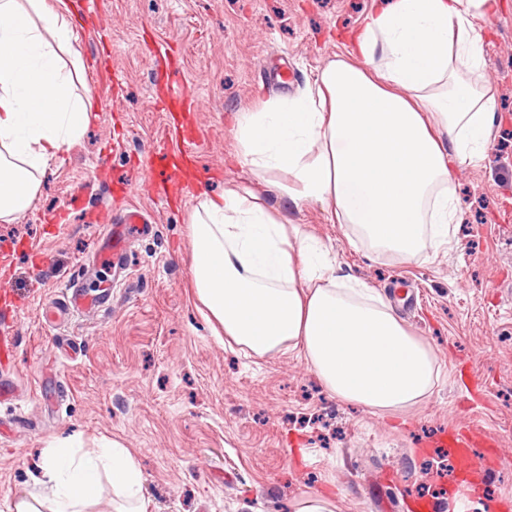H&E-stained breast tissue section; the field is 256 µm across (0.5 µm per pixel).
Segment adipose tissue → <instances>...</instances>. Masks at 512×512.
Segmentation results:
<instances>
[{"instance_id": "adipose-tissue-1", "label": "adipose tissue", "mask_w": 512, "mask_h": 512, "mask_svg": "<svg viewBox=\"0 0 512 512\" xmlns=\"http://www.w3.org/2000/svg\"><path fill=\"white\" fill-rule=\"evenodd\" d=\"M497 0H386L300 97L240 113V163L255 188L200 194L188 217L198 301L230 342L259 357L301 353L337 399L373 413L420 405L440 376L434 352L367 289L323 286L326 248L286 210L326 205L370 249L399 259L447 244L462 210L454 166L482 158L494 93L478 85L477 19ZM66 0H0V222L30 208L39 175L89 126L76 93L77 36ZM281 171L289 183L272 179ZM37 491L11 512H148L144 478L121 442L48 446Z\"/></svg>"}]
</instances>
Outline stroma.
Listing matches in <instances>:
<instances>
[{
  "label": "stroma",
  "mask_w": 512,
  "mask_h": 512,
  "mask_svg": "<svg viewBox=\"0 0 512 512\" xmlns=\"http://www.w3.org/2000/svg\"><path fill=\"white\" fill-rule=\"evenodd\" d=\"M82 69L96 117L53 159L30 209L0 222V308L14 322L11 380L24 394L0 402V512L32 491L37 457L78 438L130 448L149 512H291L320 493L339 512H401L430 499L435 512H512V469L458 481L434 437L474 429L512 452V0L480 21L482 80L495 92L493 134L481 160L451 174L463 210L454 242L408 260L377 254L313 204L291 223L331 249L333 274L362 282L432 346L441 367L428 398L403 415L373 413L323 388L302 355L259 359L225 345L198 310L186 218L196 197L164 203L141 181L116 194L113 176L140 177L163 145L166 113L154 99L156 51L170 46L195 99V182L217 195L239 183V113L299 94L345 51L374 0H71ZM84 189L85 208L46 218ZM134 204L155 228L133 235L126 277L95 266L99 224ZM43 252L33 264L25 250ZM105 308L69 318L64 278Z\"/></svg>",
  "instance_id": "stroma-1"
}]
</instances>
